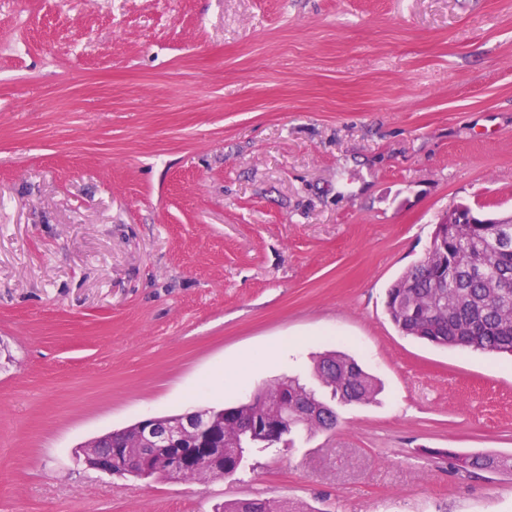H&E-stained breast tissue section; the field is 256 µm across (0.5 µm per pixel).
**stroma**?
<instances>
[{
	"label": "stroma",
	"instance_id": "stroma-1",
	"mask_svg": "<svg viewBox=\"0 0 512 512\" xmlns=\"http://www.w3.org/2000/svg\"><path fill=\"white\" fill-rule=\"evenodd\" d=\"M459 203L512 213V0H0V512H512L446 457L512 454V355L386 313ZM329 350L382 385L335 432L203 482L76 460ZM217 512H305L300 507L290 503H279L265 499H234L224 502Z\"/></svg>",
	"mask_w": 512,
	"mask_h": 512
}]
</instances>
